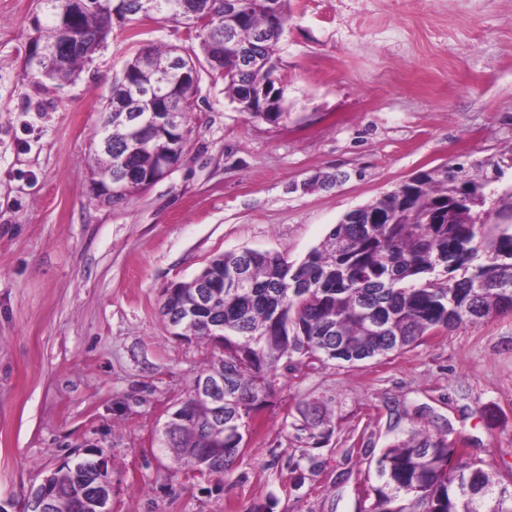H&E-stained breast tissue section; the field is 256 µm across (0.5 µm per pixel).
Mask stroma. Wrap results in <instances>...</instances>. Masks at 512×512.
<instances>
[{
  "mask_svg": "<svg viewBox=\"0 0 512 512\" xmlns=\"http://www.w3.org/2000/svg\"><path fill=\"white\" fill-rule=\"evenodd\" d=\"M40 0H0V506L102 450L112 512H367L383 448L450 429L512 481V313L407 349L278 367L227 474L177 467L160 432L213 358L174 336L165 288L244 248L302 260L351 210L421 169L512 148V0H288L284 117L202 78L189 153L127 203L87 158L138 46L113 29L72 83L24 75Z\"/></svg>",
  "mask_w": 512,
  "mask_h": 512,
  "instance_id": "stroma-1",
  "label": "stroma"
}]
</instances>
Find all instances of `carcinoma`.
<instances>
[{
	"mask_svg": "<svg viewBox=\"0 0 512 512\" xmlns=\"http://www.w3.org/2000/svg\"><path fill=\"white\" fill-rule=\"evenodd\" d=\"M46 22H37L34 38L44 51L24 76L42 85L74 81L91 61L83 51L64 52L59 16L81 15L78 34L104 45L111 20L93 7L97 0H45ZM186 0H122L120 21H185L200 53L142 45L122 76L112 81L98 139L112 136V153L96 145L87 164L91 180L112 182L107 203L131 200L148 188L154 145L163 143L174 161L189 152L199 85L182 81L188 69L224 81L225 93L250 116L276 123L283 116V89L261 97L275 83L277 45L288 25V0H256L243 18L229 15L227 0H200L208 11L189 12ZM233 29L237 43L254 46L259 66L241 67L235 50L212 64L214 46ZM166 99L178 125L153 122L145 101ZM128 158L140 172L134 184L111 180L116 162ZM496 193L484 165H474L471 180L453 170L425 169L408 182L352 211L326 240L298 263L278 253L243 249L210 260L206 276L220 283L247 266L249 287L216 288L202 317L187 322L181 336L216 343L224 351L193 381L183 400L188 419L174 425L172 450L182 468H207L214 475L231 470L249 433L248 419L273 393L274 370L282 361L313 369L329 360L357 362L410 346L433 332L463 322L476 323L493 313L512 311V224H489L483 207ZM168 308L184 309L194 299V282L164 292ZM224 363V442L213 436V409L198 395L202 379ZM450 432L412 429L383 449L375 462L378 485L367 512H512V483L498 479L494 467L454 448ZM98 479L93 459L64 462L50 478L54 512H96L89 495Z\"/></svg>",
	"mask_w": 512,
	"mask_h": 512,
	"instance_id": "obj_1",
	"label": "carcinoma"
}]
</instances>
